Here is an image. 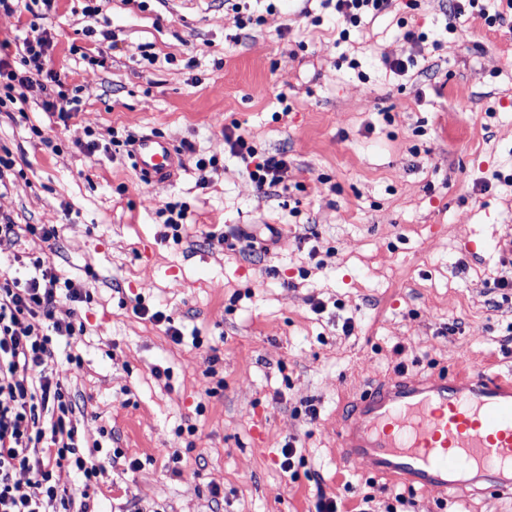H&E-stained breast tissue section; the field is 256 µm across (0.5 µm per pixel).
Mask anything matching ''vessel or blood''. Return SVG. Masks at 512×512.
Segmentation results:
<instances>
[{
    "label": "vessel or blood",
    "mask_w": 512,
    "mask_h": 512,
    "mask_svg": "<svg viewBox=\"0 0 512 512\" xmlns=\"http://www.w3.org/2000/svg\"><path fill=\"white\" fill-rule=\"evenodd\" d=\"M135 166L164 184L180 165L174 146L141 137ZM343 460L370 473L442 492H512V374L460 359L454 375L407 374L364 393L336 428Z\"/></svg>",
    "instance_id": "1"
}]
</instances>
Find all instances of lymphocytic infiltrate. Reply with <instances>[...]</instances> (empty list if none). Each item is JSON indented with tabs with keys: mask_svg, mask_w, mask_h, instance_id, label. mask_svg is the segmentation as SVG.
<instances>
[{
	"mask_svg": "<svg viewBox=\"0 0 512 512\" xmlns=\"http://www.w3.org/2000/svg\"><path fill=\"white\" fill-rule=\"evenodd\" d=\"M51 41L42 36L24 41L21 71H8L0 95V112H23L29 101L56 113L59 125H68L81 100L68 96L60 72L47 66ZM231 151L249 163V176L261 191L279 187L288 167L277 155L261 156L246 139L225 130ZM26 238L35 248L15 255L33 268L25 280L0 278V512H88L86 500L101 472L100 442H88L84 423L66 383L53 373L61 339L85 335L83 320L55 317L60 300L90 301L87 289L61 280L45 251L58 238L55 226L18 224L0 214V236ZM75 471L80 493L59 487L56 470Z\"/></svg>",
	"mask_w": 512,
	"mask_h": 512,
	"instance_id": "1",
	"label": "lymphocytic infiltrate"
}]
</instances>
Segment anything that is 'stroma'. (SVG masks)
<instances>
[{
	"label": "stroma",
	"mask_w": 512,
	"mask_h": 512,
	"mask_svg": "<svg viewBox=\"0 0 512 512\" xmlns=\"http://www.w3.org/2000/svg\"><path fill=\"white\" fill-rule=\"evenodd\" d=\"M29 2L0 13V56L51 36L50 64L83 109L65 129L35 105L0 119L23 170L0 213L56 226L50 262L92 295L58 304L87 332L53 366L88 439L123 455L98 475L92 512H315L320 490L361 512L364 497L405 493L341 460L336 423L401 372L448 373L462 356L512 371V290L495 284L512 273V16L489 24L470 8L452 34L446 0H393L343 41L319 0L257 5L262 21L245 29L224 0H98L115 42L101 51L85 0L42 18ZM408 31L441 45L397 75L387 63L411 53ZM234 122L284 156L287 191L258 190L224 141ZM129 133L194 144L218 170L199 187L187 157L148 184L108 147ZM169 201L188 207L178 244L159 215ZM289 440L302 458L291 475ZM402 512H512V495L418 490Z\"/></svg>",
	"instance_id": "35a3bbf8"
}]
</instances>
